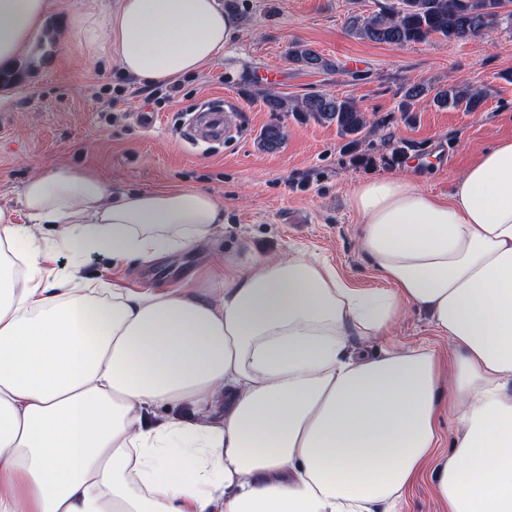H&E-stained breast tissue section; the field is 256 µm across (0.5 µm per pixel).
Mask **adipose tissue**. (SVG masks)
I'll return each instance as SVG.
<instances>
[{
    "instance_id": "1",
    "label": "adipose tissue",
    "mask_w": 512,
    "mask_h": 512,
    "mask_svg": "<svg viewBox=\"0 0 512 512\" xmlns=\"http://www.w3.org/2000/svg\"><path fill=\"white\" fill-rule=\"evenodd\" d=\"M48 9L0 0V64ZM237 33L217 0H120L108 43L163 84ZM22 197L23 214L0 207V512H401L425 475L448 512H512V140L445 200L410 171L351 190L381 288L302 255L225 267L197 298L63 285L51 251L158 259L198 249L224 209L181 188L116 195L65 166ZM409 306L452 342L450 379L427 347L349 353ZM164 403L190 419L154 426ZM446 413L459 426L441 455Z\"/></svg>"
}]
</instances>
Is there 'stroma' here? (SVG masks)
<instances>
[{
  "instance_id": "1",
  "label": "stroma",
  "mask_w": 512,
  "mask_h": 512,
  "mask_svg": "<svg viewBox=\"0 0 512 512\" xmlns=\"http://www.w3.org/2000/svg\"><path fill=\"white\" fill-rule=\"evenodd\" d=\"M49 2L43 27L12 63L19 81L0 85V206L20 209L24 184L62 165L93 170L116 191L178 187L207 193L224 208L223 223L211 228L203 248L117 265L105 254L76 264L56 252L52 262L62 277L77 270L83 279L135 290L183 286L196 297L200 285L223 278L225 264L303 252L328 261L355 287L379 288L382 280L357 248L352 188L415 160L420 187L444 199L482 150L512 139V29L395 48L347 33L350 17L373 14L386 0H219L236 18L239 34L199 71L178 76L181 91L169 100L164 88L126 75L108 47H87L77 19L89 14L98 28H107L119 0ZM295 40L330 60L332 70L289 63L286 52ZM455 81L486 91L481 110H440L423 99L411 117L399 112L406 85ZM268 92L295 99L314 92L350 95L377 127L366 130L353 152L335 126L269 111L262 101ZM229 101L239 109L236 136L191 144L192 114ZM143 112L153 113L152 125L139 122ZM275 123L285 141L278 150H262L258 136ZM191 278L197 285L190 289ZM352 343L365 349L423 343L446 363L452 355L447 337L412 307L392 335L356 336Z\"/></svg>"
}]
</instances>
